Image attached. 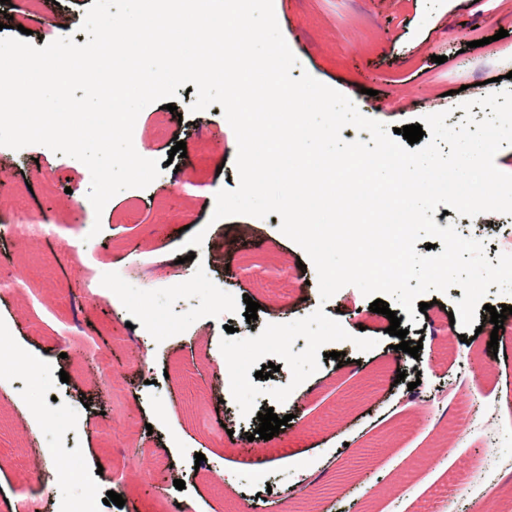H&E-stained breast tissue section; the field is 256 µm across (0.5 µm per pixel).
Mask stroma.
Segmentation results:
<instances>
[{"mask_svg": "<svg viewBox=\"0 0 512 512\" xmlns=\"http://www.w3.org/2000/svg\"><path fill=\"white\" fill-rule=\"evenodd\" d=\"M10 0L15 26L30 30L41 48L62 37L85 44L80 25L93 0ZM281 33L299 65L351 98L360 113L389 128L447 112V125L465 114L483 119L476 98L512 89V0H273ZM507 37H499V30ZM195 92L179 87L173 110L147 105L133 133L137 152L158 160L159 175L143 188H126L102 212L89 198V169L41 145L0 146V276L12 293L0 294V317L13 335L47 352L48 373L18 376L19 389L0 386V512L28 499L37 512H60L71 499H88L102 512L104 482L120 483L118 512H299L301 500L285 488L303 468L333 467L314 483L317 512H468L475 504L512 502V315L494 330L489 307L512 306V295L490 287L477 309L475 328L448 314L464 296L460 287L425 294L428 308L401 326L421 341L418 358L397 351L385 315L355 286L321 300L314 266L300 268L304 250L280 230L281 218L246 215L213 220L215 195L235 189L237 140L221 105L194 113ZM472 101L471 111L459 109ZM187 154L170 158L175 140ZM45 218L42 236L22 244L9 227ZM438 226L455 224L463 237L484 241L489 260L512 230V216L474 218L435 212ZM100 232H93V225ZM203 233L195 257L181 262L188 234ZM126 278L123 300L101 287L102 277ZM258 302L246 320L245 298ZM323 309L338 322L363 326L373 348L349 341L325 345L319 369L300 388V401L274 404L258 397L256 412L273 409L287 425L266 441V454L240 446L255 420L243 417L224 375L204 353L219 355L227 327L257 336L264 325L288 323ZM497 349H489L490 338ZM151 353L148 367L131 352ZM345 353L338 365L332 352ZM98 357L116 386L88 392L79 358ZM421 373L423 399L405 402L392 384L398 372ZM68 381H61V374ZM90 394L83 402L82 394ZM40 405L48 417L25 428L17 403ZM167 407L165 423L148 424V411ZM87 418L85 434L72 429V414ZM178 441L184 489L149 491L127 467L138 461L160 473ZM204 454L196 462V454ZM74 478L60 483L57 460ZM424 467L407 477L411 461ZM103 466L105 479L94 469ZM235 470L237 485L224 483Z\"/></svg>", "mask_w": 512, "mask_h": 512, "instance_id": "35a3bbf8", "label": "stroma"}]
</instances>
